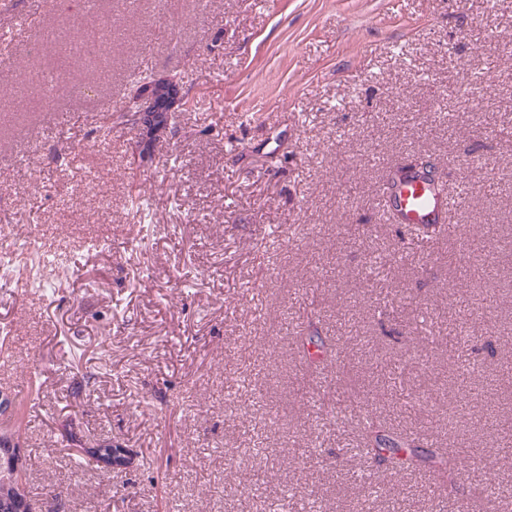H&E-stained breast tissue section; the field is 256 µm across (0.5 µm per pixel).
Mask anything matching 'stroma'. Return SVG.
Here are the masks:
<instances>
[{
  "instance_id": "obj_1",
  "label": "stroma",
  "mask_w": 512,
  "mask_h": 512,
  "mask_svg": "<svg viewBox=\"0 0 512 512\" xmlns=\"http://www.w3.org/2000/svg\"><path fill=\"white\" fill-rule=\"evenodd\" d=\"M17 18L76 37L98 21L112 46L25 97L43 61ZM161 73L197 106L144 164L137 126L100 127ZM464 76L476 102L453 93ZM420 155L451 193L478 170L448 215L481 228L470 254L375 208ZM1 194L0 240L29 256L36 224L59 258L48 286L0 287V380L40 386L20 447L42 512H308L282 506L289 483L322 512H442L360 460L370 414L482 449L512 488L484 433L512 418V0H0ZM313 313L341 356L309 375L291 334ZM464 319L478 340L449 349ZM107 442L126 468L86 456Z\"/></svg>"
}]
</instances>
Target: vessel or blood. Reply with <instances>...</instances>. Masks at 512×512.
Listing matches in <instances>:
<instances>
[{"label": "vessel or blood", "mask_w": 512, "mask_h": 512, "mask_svg": "<svg viewBox=\"0 0 512 512\" xmlns=\"http://www.w3.org/2000/svg\"><path fill=\"white\" fill-rule=\"evenodd\" d=\"M379 207L386 221L409 229L448 222L447 194L415 175L383 184L379 190Z\"/></svg>", "instance_id": "b4317fda"}]
</instances>
